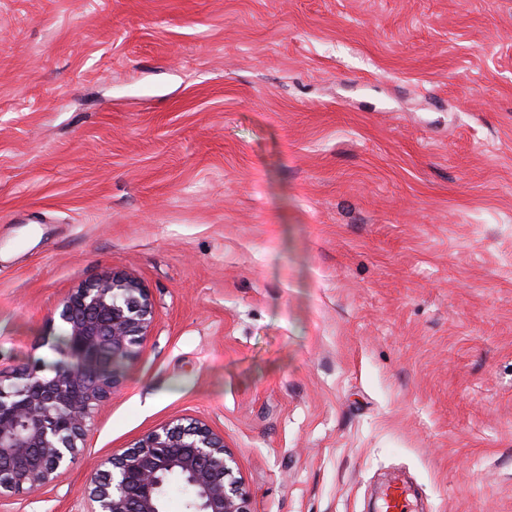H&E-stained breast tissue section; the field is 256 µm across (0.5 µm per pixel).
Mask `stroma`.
<instances>
[{
  "mask_svg": "<svg viewBox=\"0 0 512 512\" xmlns=\"http://www.w3.org/2000/svg\"><path fill=\"white\" fill-rule=\"evenodd\" d=\"M154 319L54 487L171 421L251 512H512V0H0V368Z\"/></svg>",
  "mask_w": 512,
  "mask_h": 512,
  "instance_id": "35a3bbf8",
  "label": "stroma"
}]
</instances>
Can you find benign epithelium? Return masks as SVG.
<instances>
[{
    "label": "benign epithelium",
    "instance_id": "obj_1",
    "mask_svg": "<svg viewBox=\"0 0 512 512\" xmlns=\"http://www.w3.org/2000/svg\"><path fill=\"white\" fill-rule=\"evenodd\" d=\"M59 317L53 374L39 363L0 371V502L61 480L93 411L148 336L154 306L139 282L110 272L71 293ZM235 467L224 438L206 425L168 424L95 464L86 512H164L173 480L188 488L190 512H251Z\"/></svg>",
    "mask_w": 512,
    "mask_h": 512
}]
</instances>
